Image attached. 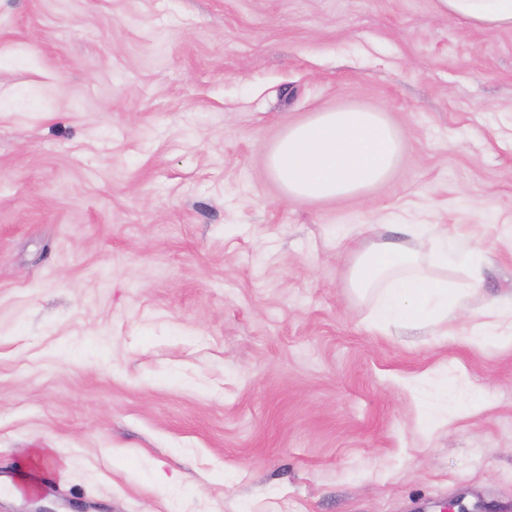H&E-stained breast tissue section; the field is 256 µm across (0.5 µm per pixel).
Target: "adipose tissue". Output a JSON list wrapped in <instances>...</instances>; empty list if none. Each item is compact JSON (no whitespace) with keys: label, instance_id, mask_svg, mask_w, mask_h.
Wrapping results in <instances>:
<instances>
[{"label":"adipose tissue","instance_id":"adipose-tissue-1","mask_svg":"<svg viewBox=\"0 0 512 512\" xmlns=\"http://www.w3.org/2000/svg\"><path fill=\"white\" fill-rule=\"evenodd\" d=\"M437 8L471 28L512 29V0H437ZM399 150L397 135L380 113L343 109L290 127L268 164L285 196L339 199L384 181ZM399 232L400 239L374 243L355 256L350 288L373 296L375 329L393 323L447 327L450 315L482 280L477 250L452 251L447 236L424 238L417 224L400 225ZM451 264L466 272L465 282L451 284L441 277ZM472 336L478 344L512 346V309L489 305Z\"/></svg>","mask_w":512,"mask_h":512}]
</instances>
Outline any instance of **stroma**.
I'll return each instance as SVG.
<instances>
[{
  "instance_id": "stroma-1",
  "label": "stroma",
  "mask_w": 512,
  "mask_h": 512,
  "mask_svg": "<svg viewBox=\"0 0 512 512\" xmlns=\"http://www.w3.org/2000/svg\"><path fill=\"white\" fill-rule=\"evenodd\" d=\"M345 106L397 132L391 176L284 196L275 142ZM400 224L481 240L450 336L376 331L347 286ZM511 233L510 29L436 0H0V484L52 448L53 512H512V346L471 340L512 305Z\"/></svg>"
}]
</instances>
